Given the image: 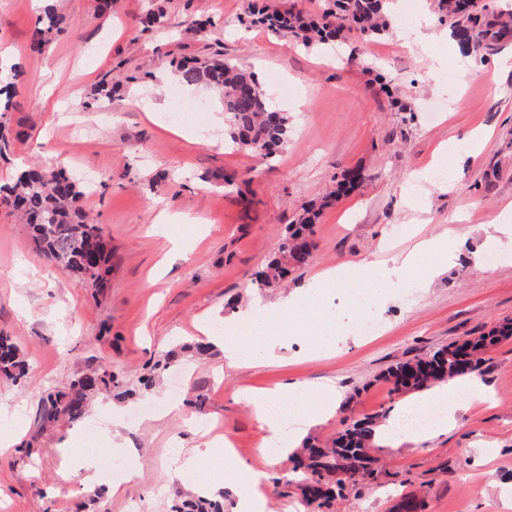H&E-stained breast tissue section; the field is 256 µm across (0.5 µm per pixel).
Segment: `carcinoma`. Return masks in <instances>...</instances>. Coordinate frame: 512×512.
Segmentation results:
<instances>
[{"label":"carcinoma","mask_w":512,"mask_h":512,"mask_svg":"<svg viewBox=\"0 0 512 512\" xmlns=\"http://www.w3.org/2000/svg\"><path fill=\"white\" fill-rule=\"evenodd\" d=\"M392 0H331L318 18H308L292 6L271 9L265 0H248L250 23L272 35H287L305 48L318 47L355 33L362 41L391 31L394 18ZM438 21L448 25L460 53L482 59L512 44V10H504L480 0H434ZM68 27L67 17L49 5L36 21L29 48L40 53ZM179 82L187 87H211L221 95L224 112V141L262 159L273 158L288 140V113L278 109L257 75L241 69L217 52L210 56L171 62ZM19 73L16 66L0 68V117L13 108ZM120 81L101 79L91 88L90 101L111 99ZM360 174L346 171L317 206H304L295 223L286 227L277 251L261 273L260 283L273 286L295 269L306 265L315 244L311 226L322 209L354 191ZM87 195L85 184L55 166H35L19 172L13 181L0 185V209L27 224L35 245L58 270L74 274L102 288L111 273L102 226L92 222L81 202ZM512 338V322L481 336L435 349L423 359L390 367L384 380L397 393L424 391L432 385L479 370L481 354L502 340ZM26 376V364L17 345L0 336V377L19 384ZM118 374L91 370L69 385L65 394L51 393L55 410L71 420L83 418L91 396L110 391L121 397L129 393ZM376 423L357 420L336 436L331 444L306 443L293 453L294 478L305 482L307 504L321 509L341 494L349 483L377 478L371 456ZM174 512H224V494L205 489L182 491Z\"/></svg>","instance_id":"carcinoma-1"}]
</instances>
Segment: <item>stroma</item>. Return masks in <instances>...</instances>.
<instances>
[{"mask_svg": "<svg viewBox=\"0 0 512 512\" xmlns=\"http://www.w3.org/2000/svg\"><path fill=\"white\" fill-rule=\"evenodd\" d=\"M57 6L70 29L36 54L27 42L39 9L32 0H0V58L24 70L0 183L37 164L107 180L83 208L103 227L112 274L98 290L61 273L34 248L27 226L0 212V333L28 364L21 385L0 379V417L20 421L15 444L0 454V512H167L184 486L171 450L196 447L206 422L244 468L265 473L271 512H309L287 458L263 454L264 431L243 394L284 381L336 384L343 401L335 415L298 426L300 438L323 444L352 421L381 422L398 409L403 394L381 379L391 365L512 320V249L484 244L492 218L512 205V68L497 54L482 64L462 58L448 27L435 21L413 42L394 24L361 44L352 62L351 42L307 49L250 25L247 0H116L108 19L97 16L96 0ZM159 6L167 26L138 31V18ZM196 16L211 19L207 34L186 30ZM215 51L259 78L276 72L295 86L293 97L276 100L292 129L275 158L225 148L219 95L208 88L189 91L207 104L203 129L172 128L158 112L177 83L168 59ZM112 72L123 79L112 101L83 108L91 85ZM380 77L393 97L413 103L409 127L391 97L378 93ZM475 131L484 135L479 152L453 163L452 186L432 180L421 198L407 194L412 173L433 165L450 138ZM353 168L362 184L322 211L309 263L287 287H259L301 206ZM228 179L252 199L250 211L225 193ZM161 205L178 222L157 224ZM448 232L456 250L440 275L424 287L403 282L388 300L369 303L372 335L349 322V296H335L333 353L287 341L277 359L236 369L219 347L202 363L187 353L148 396H100L77 422L48 417V393L66 391L85 372L140 379L172 345L201 340L202 321H232L250 307L275 313L322 270L382 267L420 239ZM479 376L486 400L462 402L448 433L376 445V481L348 486L329 512H399L407 495L422 512H512V339L485 353ZM162 400L167 410L148 411ZM91 424L121 433L130 479L120 490L105 471L89 484L62 476L83 449L104 447L101 435L86 437Z\"/></svg>", "mask_w": 512, "mask_h": 512, "instance_id": "35a3bbf8", "label": "stroma"}]
</instances>
